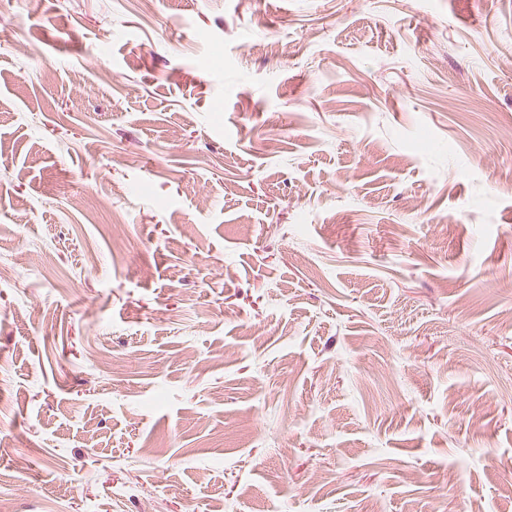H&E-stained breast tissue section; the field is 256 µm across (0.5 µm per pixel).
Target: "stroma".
I'll list each match as a JSON object with an SVG mask.
<instances>
[{"label":"stroma","mask_w":512,"mask_h":512,"mask_svg":"<svg viewBox=\"0 0 512 512\" xmlns=\"http://www.w3.org/2000/svg\"><path fill=\"white\" fill-rule=\"evenodd\" d=\"M510 54L512 0H0L14 512H512Z\"/></svg>","instance_id":"35a3bbf8"}]
</instances>
